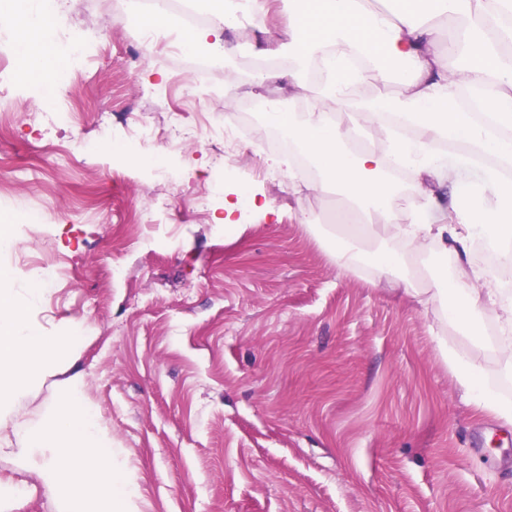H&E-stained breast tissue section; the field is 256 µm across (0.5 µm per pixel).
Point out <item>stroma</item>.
I'll list each match as a JSON object with an SVG mask.
<instances>
[{"mask_svg": "<svg viewBox=\"0 0 512 512\" xmlns=\"http://www.w3.org/2000/svg\"><path fill=\"white\" fill-rule=\"evenodd\" d=\"M159 10L169 0H66L51 39L61 52L83 42V69L49 95L32 80L0 96V206L14 211L15 242L0 266L18 288L40 277L42 253L68 268L29 317L50 335L87 326L70 370L142 512H512V426L475 410L436 339L512 401L497 355L387 283L340 274L300 222L338 196L286 183L265 146V102L296 104L287 84L259 103L232 95L260 64L254 45L283 41L280 17L226 30L238 52L226 80L205 85L193 52L158 60L180 47L177 25L123 70L138 15ZM47 95L59 119L38 134L29 105ZM162 95L189 112L198 141L169 129ZM141 122L160 144L129 138ZM232 123L252 148L225 152L218 133ZM230 189L258 194L275 218L216 223ZM162 197L184 223L155 212ZM33 210L47 222L22 223ZM1 484L16 490L5 512H57V492L7 452Z\"/></svg>", "mask_w": 512, "mask_h": 512, "instance_id": "stroma-1", "label": "stroma"}]
</instances>
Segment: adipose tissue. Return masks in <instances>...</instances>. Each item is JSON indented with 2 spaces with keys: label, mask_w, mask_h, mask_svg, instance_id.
Returning <instances> with one entry per match:
<instances>
[{
  "label": "adipose tissue",
  "mask_w": 512,
  "mask_h": 512,
  "mask_svg": "<svg viewBox=\"0 0 512 512\" xmlns=\"http://www.w3.org/2000/svg\"><path fill=\"white\" fill-rule=\"evenodd\" d=\"M390 2L372 11L366 0H301L286 14L285 40L247 86L257 95L281 80L300 90L310 65L320 66L301 117L273 108L267 119L287 128L296 157L317 166L312 188L329 187L340 197L341 234L332 250L339 272L398 278L406 297L442 309L451 324L472 332L493 310L500 371L512 377V298L468 261L475 243L512 240V0ZM265 6L266 0H210L209 26L184 32L182 43L189 50L207 44L231 60L236 48L225 42V27L260 21ZM448 17L454 25L444 34L438 22ZM0 20L25 47L24 72L52 75L59 54L49 31L62 20L59 0H0ZM366 81L382 86V94L358 95ZM373 135L381 149L358 147ZM455 142L460 150L438 152L439 144ZM296 157L272 164L292 174ZM395 165L410 171L418 190L404 224L392 221L397 189L386 175ZM403 243L453 254L457 282L434 283L430 262L412 260L400 251ZM452 289L459 300L451 306ZM441 354L477 411L512 425V404L487 393L482 367L454 349Z\"/></svg>",
  "instance_id": "obj_1"
}]
</instances>
